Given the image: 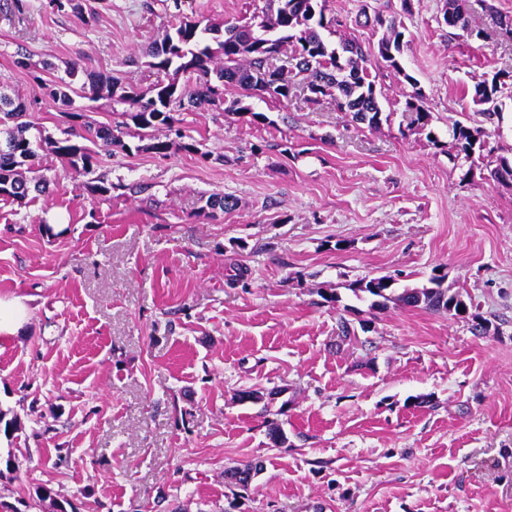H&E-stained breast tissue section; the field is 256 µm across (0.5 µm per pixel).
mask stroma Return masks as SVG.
<instances>
[{"label": "stroma", "mask_w": 512, "mask_h": 512, "mask_svg": "<svg viewBox=\"0 0 512 512\" xmlns=\"http://www.w3.org/2000/svg\"><path fill=\"white\" fill-rule=\"evenodd\" d=\"M444 0H327L342 33L376 53L360 11L405 27L406 70L431 131L407 129L410 86L377 85L388 122L368 129L331 99L175 113L198 153L141 150L129 129L101 151L87 193L39 150L53 192L0 201V295L27 298L23 332L0 339V501L33 512H512V187L454 161L449 126L470 91L512 75L494 15L512 0H468L483 41L446 26ZM266 0H107L96 22L48 0H0V91L60 137L61 105L30 79L70 64L122 72L182 17L223 25ZM26 54L29 68L17 66ZM51 69H44V62ZM438 143H431L429 134ZM233 197L211 214L203 198ZM489 322L388 303L348 286L390 275L425 284L435 268ZM338 301H328V294ZM352 334L342 337L340 322ZM274 394L273 413L239 393ZM287 440L271 444L269 422ZM263 460L248 488L227 469ZM51 498L37 497L40 487Z\"/></svg>", "instance_id": "35a3bbf8"}]
</instances>
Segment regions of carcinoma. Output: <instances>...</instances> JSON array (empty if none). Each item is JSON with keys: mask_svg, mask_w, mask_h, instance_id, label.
<instances>
[{"mask_svg": "<svg viewBox=\"0 0 512 512\" xmlns=\"http://www.w3.org/2000/svg\"><path fill=\"white\" fill-rule=\"evenodd\" d=\"M276 5L262 14L259 20L245 25L227 26L220 29L203 24V20L185 18L168 32L162 42L152 47L146 65L164 79L154 84L151 95L138 94L132 86L112 72L96 73L77 64L67 70V79L49 82L40 73L31 72L33 80L51 98L59 101L62 113L73 122H80L83 133L72 130L64 137L51 140L44 138L57 158L75 174L86 176L97 162L95 147H109L123 130L133 125L144 131L149 142L143 148L166 157L175 152L197 153L198 146L184 140L180 131L172 138L148 137L147 129L172 125V113L189 105L195 108L224 107L227 115L240 118L251 116V121H265L267 117L254 112L242 99L224 98V88L233 87L258 95L267 93L280 104L286 105L298 95L306 102L316 104L323 97L336 102L341 112L351 115L353 122L376 128L382 122V92L376 88L375 79L367 66L369 53L355 40L345 38L337 45L326 41L321 30L336 26L339 21L326 18V0H274ZM444 14L451 16L454 27L473 31L467 8V0H445ZM386 29L377 45L378 56L386 63L394 77L401 78L415 87L414 94L406 100L407 126L426 129L433 116L422 105V94L416 89V79L408 74L402 63L400 40L403 23L393 18L387 20L376 14L365 18L364 24ZM292 47L291 66L276 65L286 47ZM185 82H180V77ZM496 84L491 92L498 103L491 108L484 104L486 81L473 85L472 102L478 106L476 114L492 122L502 119L503 99L512 100V82L508 83L493 75ZM107 93L112 103L124 106L120 111L123 121L115 124L94 123L85 120L83 109L75 106L73 95L89 100L100 93ZM29 111L27 101L19 95L0 92V200L25 202L30 193H47L49 180L44 175L29 181L22 170L36 169L37 148L40 142L26 136L29 124L22 121ZM450 135L457 154L469 160L476 153L485 155L490 177L498 182L499 174L512 177V156L494 154L487 147L485 132L480 127L456 121ZM209 209L229 211L236 206L230 196L210 194L205 202ZM446 275L432 274L428 283L421 287L395 288L396 280L381 276L369 280H356L349 289L358 298L371 299L370 307L384 308L396 301L406 307L423 308L456 319L472 320L476 335L487 333L488 323L472 312L473 303L460 292H450L444 287Z\"/></svg>", "mask_w": 512, "mask_h": 512, "instance_id": "carcinoma-1", "label": "carcinoma"}]
</instances>
